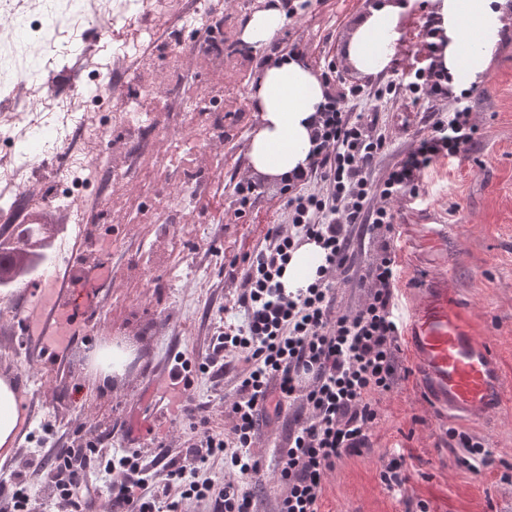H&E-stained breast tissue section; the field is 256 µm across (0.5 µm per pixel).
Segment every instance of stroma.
<instances>
[{
  "instance_id": "stroma-1",
  "label": "stroma",
  "mask_w": 512,
  "mask_h": 512,
  "mask_svg": "<svg viewBox=\"0 0 512 512\" xmlns=\"http://www.w3.org/2000/svg\"><path fill=\"white\" fill-rule=\"evenodd\" d=\"M369 8L368 0L324 5L308 0L267 45L252 50L247 69L194 65L178 99L147 98V110L174 116L173 123L164 124L159 143L180 137L181 151H195L197 162L191 168L167 164V180L134 185L133 193H152L160 205L172 186L204 173L209 183L223 182V205L236 209L234 187L252 177L246 144L258 114L251 93L264 64L296 45L303 61H310L308 46L325 40L337 48L334 71L324 82L327 95L358 89L351 100L354 112L376 116L373 133L386 141L371 173L372 181H380L414 146L415 137L402 129L408 113L404 102L376 97L393 70L362 75L343 53L356 20ZM228 90L235 112L248 121L225 138L228 162L219 169L212 152L196 151L187 137L186 109L203 92ZM461 105L470 107L477 128L472 145L459 157L434 162L423 178L420 203L403 211L399 310L409 314L425 289H447L464 328L493 348L509 384L502 409L478 423L445 416L425 399L415 360L403 349L400 357L409 373L379 399L372 451L337 464L325 483L322 512H406L410 500L427 502L431 512H512V34L499 45L482 84L458 96L441 85L428 102L431 111L443 113ZM206 203L203 197L178 203L162 217L108 210L96 224L76 223L75 212L59 211L64 229L51 237L52 267L66 269L78 258L89 267L104 262L119 269L101 288L91 319L65 356L27 343L21 333L28 294L40 281L29 283L28 293L9 292L0 303V376L21 381L27 404L26 433L15 458L1 463L0 471L31 483L29 512H61L64 503L40 468L60 450L83 447L89 439L97 440L104 456L135 448L160 485L167 462L181 461L195 443L182 421L181 401L167 383L176 358L198 362L211 352L221 311L240 281L239 268L230 267L222 250L248 230L244 218L216 223ZM352 237L350 276L336 288L339 310L351 314L368 296L364 275L374 255L372 239L357 231ZM174 238L185 243L177 259L168 252ZM113 337L128 349L134 366L105 384L94 376L91 342ZM192 382L196 401L207 404L214 426H223V398L235 385L232 375L196 373ZM450 427L491 448V463L481 473L470 472L449 448L445 431ZM161 442L167 448L163 462L156 458ZM393 451L404 453L408 464L409 481L399 493L389 491L379 476L380 456Z\"/></svg>"
}]
</instances>
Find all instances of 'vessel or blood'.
Returning <instances> with one entry per match:
<instances>
[{
  "label": "vessel or blood",
  "mask_w": 512,
  "mask_h": 512,
  "mask_svg": "<svg viewBox=\"0 0 512 512\" xmlns=\"http://www.w3.org/2000/svg\"><path fill=\"white\" fill-rule=\"evenodd\" d=\"M76 278V268H67L37 294L22 319L29 341L59 350L76 334L86 315L73 296ZM407 342L423 370L424 393L436 407L470 421L500 410L506 381L498 361L451 313L447 289H434L417 304Z\"/></svg>",
  "instance_id": "b4317fda"
}]
</instances>
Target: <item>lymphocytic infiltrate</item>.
<instances>
[{
    "label": "lymphocytic infiltrate",
    "instance_id": "f902f5d3",
    "mask_svg": "<svg viewBox=\"0 0 512 512\" xmlns=\"http://www.w3.org/2000/svg\"><path fill=\"white\" fill-rule=\"evenodd\" d=\"M406 54L408 64L377 94L408 100L421 126L414 148L384 181L375 186L368 180L383 138L373 136L372 122L350 117L347 95L329 98L308 171L268 198L266 215L252 220L258 244L244 237L228 245V253L243 263L241 281L224 305L212 352L199 369L235 371L237 383L224 401L220 432L210 427L204 406L185 397L183 420L198 444L169 466L168 483L178 488V498L152 484L137 451L105 458L89 441L81 454L59 452L45 469L74 512L92 506L87 476L93 472L109 478L119 512H178L185 500L209 502L212 512H254L251 483L266 465L256 450L257 427L279 421L299 399L306 411L296 417L288 446L272 466L284 488L277 512H320L326 479L337 463L371 452L378 399L395 389L402 371L399 205L418 199L426 169L460 155L475 133L469 106L447 116L422 105L437 75L431 43L408 45ZM284 206L291 214L287 227L270 220ZM355 224L376 234L378 249L367 272V302L356 313L342 314L335 278L349 271V228ZM308 240L321 247L325 263L307 288L285 292L282 272L291 252ZM217 457L224 460L219 488L202 476Z\"/></svg>",
    "mask_w": 512,
    "mask_h": 512
}]
</instances>
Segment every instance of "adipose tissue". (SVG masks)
Wrapping results in <instances>:
<instances>
[{
  "mask_svg": "<svg viewBox=\"0 0 512 512\" xmlns=\"http://www.w3.org/2000/svg\"><path fill=\"white\" fill-rule=\"evenodd\" d=\"M438 70L451 92L459 94L487 79L493 56L512 29V0H431ZM410 0H378L350 34L346 57L365 75L385 71L396 55L401 22ZM286 21L279 0L249 17L241 41L250 47L267 44ZM260 116L247 142L250 166L256 174L285 180L308 169L326 91L298 55H283L267 63L251 95ZM322 250L312 241L292 251L281 277L293 293L316 277ZM25 421L14 383L0 377V463L14 456Z\"/></svg>",
  "mask_w": 512,
  "mask_h": 512,
  "instance_id": "obj_1",
  "label": "adipose tissue"
}]
</instances>
